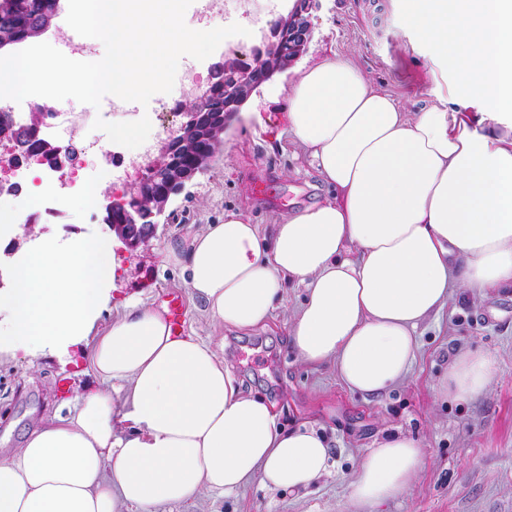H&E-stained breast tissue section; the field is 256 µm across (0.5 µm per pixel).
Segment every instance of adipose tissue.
<instances>
[{"instance_id": "ef3b65f1", "label": "adipose tissue", "mask_w": 512, "mask_h": 512, "mask_svg": "<svg viewBox=\"0 0 512 512\" xmlns=\"http://www.w3.org/2000/svg\"><path fill=\"white\" fill-rule=\"evenodd\" d=\"M405 0L404 23L451 51L484 82L494 111L431 108L416 115L349 61L327 56L285 96L292 143L335 195L282 216L270 235L225 213L168 244L189 297L214 332L172 335L165 307L122 304L106 325L114 268L108 241H35L0 290L17 332L0 350L61 349L94 336L99 382L0 455V512H157L201 490L233 493L253 481L304 489L328 472L330 447L314 426H277L265 400L245 393L224 361V331L265 326L287 283L304 286L289 336L300 360L334 364L354 392L401 383L416 331L454 295L512 288V0ZM493 356L466 351L440 396L487 391ZM422 464L401 432L363 454L349 499L364 508L407 491Z\"/></svg>"}]
</instances>
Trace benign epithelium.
<instances>
[{
    "label": "benign epithelium",
    "mask_w": 512,
    "mask_h": 512,
    "mask_svg": "<svg viewBox=\"0 0 512 512\" xmlns=\"http://www.w3.org/2000/svg\"><path fill=\"white\" fill-rule=\"evenodd\" d=\"M318 7V0H290L285 13L271 26L252 49V63L243 65L236 60H224L211 67V75L219 74L224 83V111H209V88L198 89L191 107L181 110L183 121L166 139L157 153L138 176L139 196L130 199L106 196L104 209L123 208L126 224H111L110 230L127 248L135 249L147 243L155 233L158 219L165 212L170 199L179 194L187 182L205 170L213 161L216 150L209 149L196 155L192 165L182 163L184 146L190 142L205 141L215 145L223 141L224 130L239 114L241 108L261 88L292 67L307 51L313 37L310 11ZM10 121L0 127V138L10 143L14 160L0 168L3 173L15 171L20 162L41 164L42 152L20 154ZM157 194L159 202L144 206L141 196Z\"/></svg>",
    "instance_id": "obj_1"
}]
</instances>
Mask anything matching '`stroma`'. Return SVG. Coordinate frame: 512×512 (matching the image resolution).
<instances>
[{
    "instance_id": "stroma-1",
    "label": "stroma",
    "mask_w": 512,
    "mask_h": 512,
    "mask_svg": "<svg viewBox=\"0 0 512 512\" xmlns=\"http://www.w3.org/2000/svg\"><path fill=\"white\" fill-rule=\"evenodd\" d=\"M286 6V0H269L264 13L244 17L237 0H223V25L241 24L248 35L226 38L207 60H181L171 94H156L147 105L153 124L140 125L138 108L129 103L92 109L91 120L64 129L46 128V139L78 147L100 140L102 151L84 155L83 171L108 165L113 181L134 187V156L116 129L139 126L143 144L156 150L166 129L182 121L181 115L162 111L166 97L182 100L195 86L206 85L211 64L221 59L251 62L253 47ZM402 13L403 0H320L311 17L307 53L253 96L225 131L223 149L212 164L171 198L147 244L122 249L102 219L84 207L61 209L43 224L44 239L60 245L76 235L111 241L113 303L158 307L165 294L185 292L178 268L162 260L167 244L238 210L267 235L283 214L329 197L306 155L291 143L283 98L303 70L333 54L348 59L406 112L431 107L453 112L459 98L467 99L472 111H493L479 77L461 78L452 56L421 30L404 27ZM304 295V288H286L263 330H225L224 359L245 393L275 405L281 427L303 422L320 427L331 448L328 475L293 492L272 491L256 481L224 497L204 492L161 506L160 512H355L347 486L360 457L377 438L397 431L419 441L422 466L407 492L366 512H512V288L475 300L453 299L422 323L412 370L379 396L350 391L333 365L313 368L300 362L290 344L288 321ZM464 350L494 356L498 372L491 388L465 402L439 398V380ZM88 355V346L81 344L0 361V446L16 447L22 428L96 387Z\"/></svg>"
}]
</instances>
